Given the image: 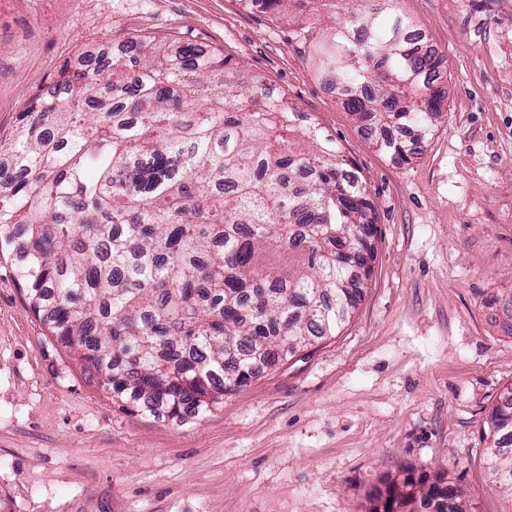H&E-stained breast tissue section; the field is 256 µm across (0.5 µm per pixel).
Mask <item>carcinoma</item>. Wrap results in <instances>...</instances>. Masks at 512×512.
<instances>
[{"instance_id":"1","label":"carcinoma","mask_w":512,"mask_h":512,"mask_svg":"<svg viewBox=\"0 0 512 512\" xmlns=\"http://www.w3.org/2000/svg\"><path fill=\"white\" fill-rule=\"evenodd\" d=\"M354 15L312 38L320 71L375 145L402 160L431 132L441 59L402 15ZM33 93L0 142V252L31 311L112 399L199 415L336 335L367 288L376 212L318 123L221 54L128 38ZM484 461L512 490V395ZM371 512H475L454 484L392 481Z\"/></svg>"}]
</instances>
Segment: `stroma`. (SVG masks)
<instances>
[{
	"instance_id": "1",
	"label": "stroma",
	"mask_w": 512,
	"mask_h": 512,
	"mask_svg": "<svg viewBox=\"0 0 512 512\" xmlns=\"http://www.w3.org/2000/svg\"><path fill=\"white\" fill-rule=\"evenodd\" d=\"M373 0H0V139L64 66L146 35L217 50L319 122L366 177L372 272L333 337L178 418L113 401L0 255V512H368L412 469L512 512L482 432L512 388V0H395L442 59L433 133L401 161L322 85L306 42Z\"/></svg>"
}]
</instances>
